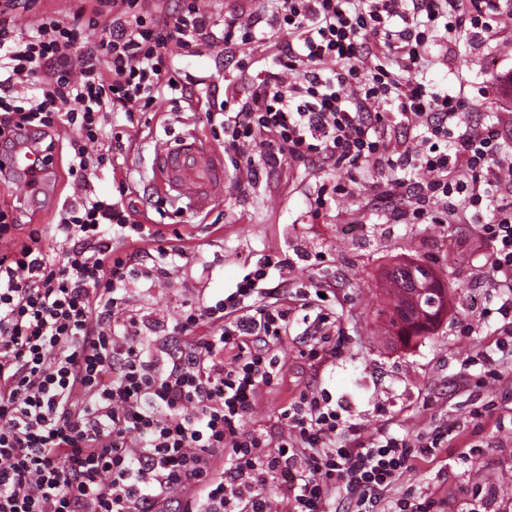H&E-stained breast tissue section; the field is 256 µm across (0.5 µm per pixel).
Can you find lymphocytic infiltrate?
Here are the masks:
<instances>
[{
	"mask_svg": "<svg viewBox=\"0 0 512 512\" xmlns=\"http://www.w3.org/2000/svg\"><path fill=\"white\" fill-rule=\"evenodd\" d=\"M38 0H0V142L21 133L55 151L65 136L73 198L54 224L17 241L0 206V512H386L414 460L434 461L458 436L446 426L411 450L386 430L356 436L321 394L289 403L280 431L251 428L260 393L281 376L273 349L293 308L325 286H269L260 258L233 291L190 303L165 335L146 337L130 285H153L186 251L143 224L129 179L113 197L91 185L113 151L90 155L115 112L133 117L164 93L197 95L170 46L235 55L255 41L232 15L222 34L204 0L154 12L148 0H92L68 17L17 23ZM268 25L288 41L237 111L207 108L240 185L281 166L321 160L345 196L358 180L393 203L394 224L478 225L492 280L512 291V159L500 125L469 120L460 91L421 74L429 36L494 38L512 9L494 0H275ZM418 129L393 145L390 126ZM493 210L485 222V210ZM59 250L45 248L46 238Z\"/></svg>",
	"mask_w": 512,
	"mask_h": 512,
	"instance_id": "f902f5d3",
	"label": "lymphocytic infiltrate"
}]
</instances>
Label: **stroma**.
I'll list each match as a JSON object with an SVG mask.
<instances>
[{"instance_id":"stroma-1","label":"stroma","mask_w":512,"mask_h":512,"mask_svg":"<svg viewBox=\"0 0 512 512\" xmlns=\"http://www.w3.org/2000/svg\"><path fill=\"white\" fill-rule=\"evenodd\" d=\"M215 32L233 12L257 23L256 43L224 57L203 50L196 57L174 56L190 83H205L214 101L225 89L246 96L263 69L264 58L283 33L265 22V0H206ZM428 76L439 85L464 88L474 119H491L507 102L512 77V32L496 39L462 42L455 53L431 47ZM112 129L127 147L118 168L104 167L93 185L98 194L115 190L114 174H130L136 192L153 198L156 152L191 136L211 137L203 108L162 97L149 112L133 119L116 114ZM334 174L318 166L284 162L273 174L241 189L227 170L224 198L206 214L181 216L150 211L151 224L165 236L179 234L187 255L180 268L156 285H132L128 306L150 323L166 320L185 301L218 297L249 272L259 257L293 260L296 283L316 278L333 282L321 308L296 311L290 332L279 344L282 377L263 388L253 427L277 426L282 412L300 393L326 392L343 418L362 436L384 426L410 442L448 422L461 423L460 441L440 449L432 463L419 462L393 490L428 512H512V383L494 380L491 370H512V354L501 351L506 319L501 306L512 294L490 286L485 259L464 224H391L385 205L370 207L369 186L333 202L319 216L307 213L306 195L332 183ZM12 206L19 223L41 224L48 204L32 199L16 182L0 181V205ZM431 267L445 281L451 305L434 333L409 345H390L376 322L382 300L379 274L395 259ZM329 315L330 335L317 353L302 341L304 317Z\"/></svg>"}]
</instances>
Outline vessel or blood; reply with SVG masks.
I'll use <instances>...</instances> for the list:
<instances>
[{"label":"vessel or blood","instance_id":"obj_1","mask_svg":"<svg viewBox=\"0 0 512 512\" xmlns=\"http://www.w3.org/2000/svg\"><path fill=\"white\" fill-rule=\"evenodd\" d=\"M38 153L20 145L0 154V166L22 174L29 171ZM155 190L173 198H185L194 212L210 208L224 196V157L207 139L190 136L175 146L158 151L154 160Z\"/></svg>","mask_w":512,"mask_h":512}]
</instances>
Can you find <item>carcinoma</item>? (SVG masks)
Wrapping results in <instances>:
<instances>
[{"instance_id": "1", "label": "carcinoma", "mask_w": 512, "mask_h": 512, "mask_svg": "<svg viewBox=\"0 0 512 512\" xmlns=\"http://www.w3.org/2000/svg\"><path fill=\"white\" fill-rule=\"evenodd\" d=\"M388 299L378 316L403 345L432 333L448 311V289L417 263L395 262L385 271Z\"/></svg>"}]
</instances>
